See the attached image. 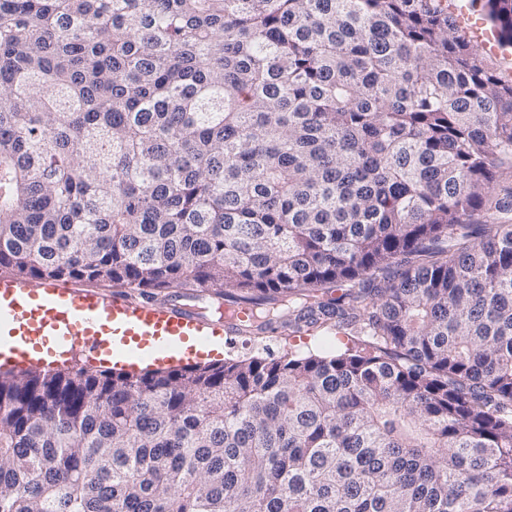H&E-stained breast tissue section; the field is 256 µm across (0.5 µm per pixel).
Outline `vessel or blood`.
I'll use <instances>...</instances> for the list:
<instances>
[{
	"mask_svg": "<svg viewBox=\"0 0 512 512\" xmlns=\"http://www.w3.org/2000/svg\"><path fill=\"white\" fill-rule=\"evenodd\" d=\"M448 9L482 51L502 53L496 34L474 21L466 6L450 0ZM241 332L236 315L214 321L193 306L134 300L121 288L101 296L76 289L71 279L37 282L0 274V336L11 339L10 344L0 345V359L6 361L38 360L46 351L121 355L147 348L162 352L189 340H220Z\"/></svg>",
	"mask_w": 512,
	"mask_h": 512,
	"instance_id": "b4317fda",
	"label": "vessel or blood"
}]
</instances>
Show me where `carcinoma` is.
<instances>
[{
    "label": "carcinoma",
    "instance_id": "cac0c4a2",
    "mask_svg": "<svg viewBox=\"0 0 512 512\" xmlns=\"http://www.w3.org/2000/svg\"><path fill=\"white\" fill-rule=\"evenodd\" d=\"M505 172L448 0H0L1 273L348 339L0 374V512H512Z\"/></svg>",
    "mask_w": 512,
    "mask_h": 512
}]
</instances>
